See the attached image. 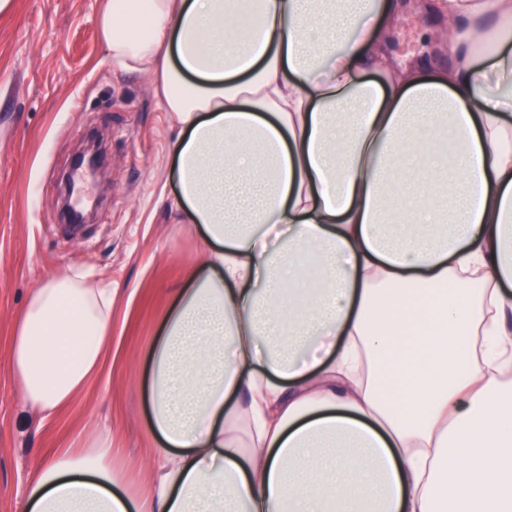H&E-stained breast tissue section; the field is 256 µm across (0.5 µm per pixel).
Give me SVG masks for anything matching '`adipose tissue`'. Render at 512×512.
I'll list each match as a JSON object with an SVG mask.
<instances>
[{"label": "adipose tissue", "mask_w": 512, "mask_h": 512, "mask_svg": "<svg viewBox=\"0 0 512 512\" xmlns=\"http://www.w3.org/2000/svg\"><path fill=\"white\" fill-rule=\"evenodd\" d=\"M432 8L453 61L428 76L391 54L400 0H106L206 238L150 353L149 494L95 431L21 512H512V0ZM114 296L33 288L7 350L29 406L103 372Z\"/></svg>", "instance_id": "adipose-tissue-1"}]
</instances>
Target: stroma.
Segmentation results:
<instances>
[{
    "label": "stroma",
    "mask_w": 512,
    "mask_h": 512,
    "mask_svg": "<svg viewBox=\"0 0 512 512\" xmlns=\"http://www.w3.org/2000/svg\"><path fill=\"white\" fill-rule=\"evenodd\" d=\"M104 0H13L0 14V512H17L38 462L79 446L94 428L112 433V468L144 492L159 444L148 428L149 352L205 235L173 209L175 135L144 75L107 58L98 17ZM437 22L406 8L391 32L405 66L447 67ZM102 138L103 181L81 186L97 218L80 230L61 213L62 176L88 138ZM80 270L118 290L112 336L120 355L70 406L40 420L11 387L10 325L47 274Z\"/></svg>",
    "instance_id": "1"
}]
</instances>
